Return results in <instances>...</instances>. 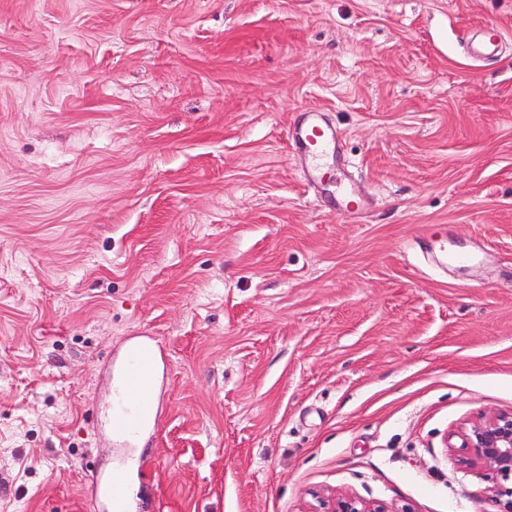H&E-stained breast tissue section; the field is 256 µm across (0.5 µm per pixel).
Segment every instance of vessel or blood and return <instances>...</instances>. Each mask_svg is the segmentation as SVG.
Masks as SVG:
<instances>
[{
    "label": "vessel or blood",
    "instance_id": "1",
    "mask_svg": "<svg viewBox=\"0 0 512 512\" xmlns=\"http://www.w3.org/2000/svg\"><path fill=\"white\" fill-rule=\"evenodd\" d=\"M292 147L300 158L315 161L338 152L339 137L320 112L305 113L291 136ZM156 392V372L145 347L129 348L116 380L115 401L108 419L114 437L131 439L141 437L153 413ZM128 473L119 468L111 471L105 483L94 484L89 500L92 512H100L103 502H110L119 512V501L109 500L108 494L125 484Z\"/></svg>",
    "mask_w": 512,
    "mask_h": 512
}]
</instances>
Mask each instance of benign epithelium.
<instances>
[{"mask_svg":"<svg viewBox=\"0 0 512 512\" xmlns=\"http://www.w3.org/2000/svg\"><path fill=\"white\" fill-rule=\"evenodd\" d=\"M460 447L465 453L458 464L463 469L475 467L493 472L502 480L512 478V413H497L484 417L459 434ZM312 512H388L380 504L368 503L356 497L316 496ZM492 501L498 512H512V488L501 484L492 489Z\"/></svg>","mask_w":512,"mask_h":512,"instance_id":"7a95c632","label":"benign epithelium"}]
</instances>
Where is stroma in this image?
I'll return each instance as SVG.
<instances>
[{"label": "stroma", "instance_id": "obj_1", "mask_svg": "<svg viewBox=\"0 0 512 512\" xmlns=\"http://www.w3.org/2000/svg\"><path fill=\"white\" fill-rule=\"evenodd\" d=\"M306 109L346 186L294 153ZM501 412L512 0H0V512H89L119 465L129 512H495L445 439ZM156 372L146 347L128 349L116 380L115 401L108 419L112 435L140 438L153 413ZM317 506L308 512H387L380 504L368 503L356 497H323L315 495Z\"/></svg>", "mask_w": 512, "mask_h": 512}]
</instances>
